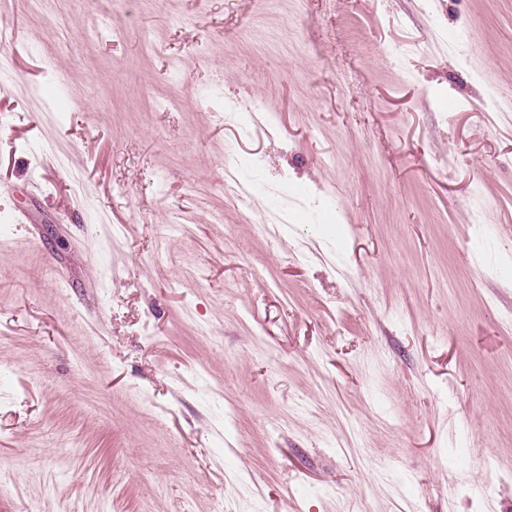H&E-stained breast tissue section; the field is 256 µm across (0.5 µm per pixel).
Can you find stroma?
<instances>
[{
  "mask_svg": "<svg viewBox=\"0 0 512 512\" xmlns=\"http://www.w3.org/2000/svg\"><path fill=\"white\" fill-rule=\"evenodd\" d=\"M0 512H512V0H0Z\"/></svg>",
  "mask_w": 512,
  "mask_h": 512,
  "instance_id": "stroma-1",
  "label": "stroma"
}]
</instances>
